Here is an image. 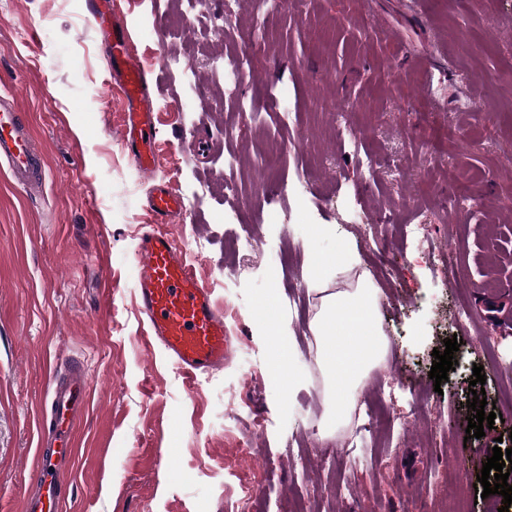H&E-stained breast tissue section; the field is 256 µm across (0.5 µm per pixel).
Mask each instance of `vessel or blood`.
Listing matches in <instances>:
<instances>
[{"mask_svg": "<svg viewBox=\"0 0 512 512\" xmlns=\"http://www.w3.org/2000/svg\"><path fill=\"white\" fill-rule=\"evenodd\" d=\"M89 21L112 60V82L122 95L120 137L139 171L153 175L158 128L152 84L128 42L114 0H94ZM0 171L29 195L41 192L48 178L44 154L14 93L7 89L0 90ZM147 207L158 224L140 237L134 288L150 335L185 373L223 368L230 352L224 312L182 249L161 228L162 223L182 215L184 203L172 186L158 182ZM87 391L86 375L78 369L53 389L50 424L39 434L33 460L36 475L24 489L22 512H62L72 492L71 475L80 455L75 422L89 403Z\"/></svg>", "mask_w": 512, "mask_h": 512, "instance_id": "obj_1", "label": "vessel or blood"}]
</instances>
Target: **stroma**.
Segmentation results:
<instances>
[{"label":"stroma","instance_id":"35a3bbf8","mask_svg":"<svg viewBox=\"0 0 512 512\" xmlns=\"http://www.w3.org/2000/svg\"><path fill=\"white\" fill-rule=\"evenodd\" d=\"M115 2L155 86L151 178L119 138L91 0H0V75L49 172L32 197L0 174V512H21L47 394L72 360L91 400L66 512H240L243 481L253 512L299 495L318 512H498L501 495L474 486L495 444L512 447V375L490 363L512 357V0H430L424 15L417 0H203L189 18L181 0ZM229 54L252 65L228 85L210 62ZM158 179L185 200L165 229L230 331L223 368L190 379L152 345L134 288ZM312 224L335 230L314 238ZM245 234L253 248L233 257ZM346 242L360 264L332 284L367 274L388 348L325 438L303 269ZM271 252L287 264L274 282ZM273 289L302 382L288 393L256 324ZM453 336L457 365L434 386L431 353ZM477 364L497 421L470 439Z\"/></svg>","mask_w":512,"mask_h":512}]
</instances>
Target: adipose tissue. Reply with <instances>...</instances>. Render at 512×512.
I'll use <instances>...</instances> for the list:
<instances>
[{
  "instance_id": "1",
  "label": "adipose tissue",
  "mask_w": 512,
  "mask_h": 512,
  "mask_svg": "<svg viewBox=\"0 0 512 512\" xmlns=\"http://www.w3.org/2000/svg\"><path fill=\"white\" fill-rule=\"evenodd\" d=\"M355 263L351 249L344 246L331 254H314L304 270L307 286L320 296L312 329L327 383L325 427L329 430L347 421L353 393L368 379L386 350L378 322L379 290L373 282L361 277L348 290L333 291L327 286L335 270Z\"/></svg>"
}]
</instances>
